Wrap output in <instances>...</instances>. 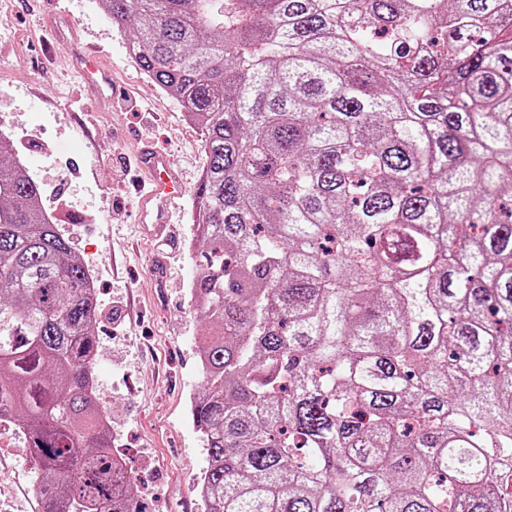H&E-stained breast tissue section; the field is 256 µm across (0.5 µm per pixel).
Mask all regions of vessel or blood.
<instances>
[{
	"label": "vessel or blood",
	"mask_w": 512,
	"mask_h": 512,
	"mask_svg": "<svg viewBox=\"0 0 512 512\" xmlns=\"http://www.w3.org/2000/svg\"><path fill=\"white\" fill-rule=\"evenodd\" d=\"M73 57L79 75L100 97L110 100L117 98L112 73L93 49L75 47ZM139 162L150 184L140 200V218L143 224L151 226L153 236L160 238L166 230L168 206L172 198L181 195L183 186L167 154L146 146L140 150Z\"/></svg>",
	"instance_id": "obj_1"
}]
</instances>
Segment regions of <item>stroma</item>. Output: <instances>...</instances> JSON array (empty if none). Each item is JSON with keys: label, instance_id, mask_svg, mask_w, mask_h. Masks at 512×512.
Returning a JSON list of instances; mask_svg holds the SVG:
<instances>
[{"label": "stroma", "instance_id": "1", "mask_svg": "<svg viewBox=\"0 0 512 512\" xmlns=\"http://www.w3.org/2000/svg\"><path fill=\"white\" fill-rule=\"evenodd\" d=\"M73 36L97 47L128 90L126 104H91L71 77ZM129 36L95 0H0V128L30 157L34 181L58 197L59 229L94 277L96 395L145 512H201L192 487L205 451L189 408L210 325L189 289L200 256L191 205L205 156L181 103L127 54ZM146 144L170 154L186 181L171 247L137 222L136 155ZM34 485L20 427L0 428V512H37Z\"/></svg>", "mask_w": 512, "mask_h": 512}]
</instances>
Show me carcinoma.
Here are the masks:
<instances>
[{
    "instance_id": "cac0c4a2",
    "label": "carcinoma",
    "mask_w": 512,
    "mask_h": 512,
    "mask_svg": "<svg viewBox=\"0 0 512 512\" xmlns=\"http://www.w3.org/2000/svg\"><path fill=\"white\" fill-rule=\"evenodd\" d=\"M206 164L201 512H512V0H101ZM0 135V421L143 512L89 273Z\"/></svg>"
}]
</instances>
